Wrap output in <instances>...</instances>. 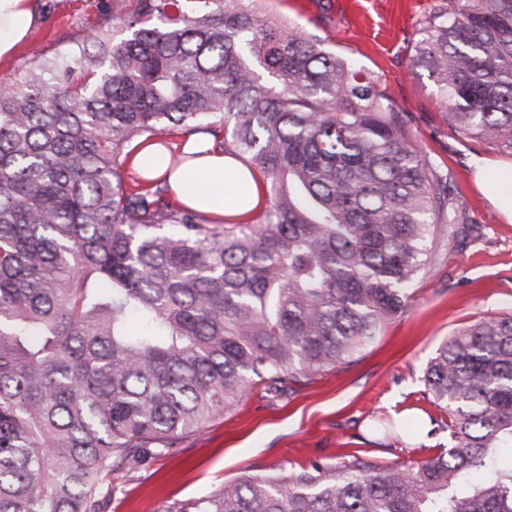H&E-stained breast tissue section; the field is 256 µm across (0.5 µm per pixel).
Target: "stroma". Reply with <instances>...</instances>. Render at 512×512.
<instances>
[{
    "label": "stroma",
    "mask_w": 512,
    "mask_h": 512,
    "mask_svg": "<svg viewBox=\"0 0 512 512\" xmlns=\"http://www.w3.org/2000/svg\"><path fill=\"white\" fill-rule=\"evenodd\" d=\"M439 0H258L280 20L336 50L377 79L404 112L438 171L458 222L431 244L407 310L387 322L357 361L310 384L284 390L253 386L231 409L171 454L155 458L113 494L108 512H164L210 495L248 474L285 477L312 460L335 462L344 450L375 463L420 460L447 447L448 430L424 393L423 376L440 343L477 320L512 313V223L475 184L471 162L491 175L512 156L466 138L448 124L427 76L410 66L412 39ZM111 0H36L37 21L0 79L27 62L66 51L71 39L100 28ZM415 410L425 423L413 434L372 431L391 412Z\"/></svg>",
    "instance_id": "35a3bbf8"
}]
</instances>
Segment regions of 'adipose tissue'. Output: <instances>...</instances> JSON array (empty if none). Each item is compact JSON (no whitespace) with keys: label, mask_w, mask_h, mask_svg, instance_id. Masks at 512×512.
Here are the masks:
<instances>
[{"label":"adipose tissue","mask_w":512,"mask_h":512,"mask_svg":"<svg viewBox=\"0 0 512 512\" xmlns=\"http://www.w3.org/2000/svg\"><path fill=\"white\" fill-rule=\"evenodd\" d=\"M35 17V0H0V59L11 56L27 38ZM203 148L204 156L186 173L187 179L203 181V189L192 194L184 190L182 182L175 180L171 183L174 198L219 219L249 221L265 204L260 181L240 168L212 140H205ZM473 168L478 185L500 214L512 222V169L492 180L486 176V160L475 159Z\"/></svg>","instance_id":"obj_1"}]
</instances>
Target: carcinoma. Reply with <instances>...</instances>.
I'll return each mask as SVG.
<instances>
[{"instance_id":"cac0c4a2","label":"carcinoma","mask_w":512,"mask_h":512,"mask_svg":"<svg viewBox=\"0 0 512 512\" xmlns=\"http://www.w3.org/2000/svg\"><path fill=\"white\" fill-rule=\"evenodd\" d=\"M112 30L0 80V512H106L112 487L253 385L353 364L404 312L448 175L348 59L256 0H112ZM412 65L512 155V0H441ZM208 134L263 177L255 224L171 197L135 150ZM448 447L245 475L165 512H512V314L424 373Z\"/></svg>"}]
</instances>
